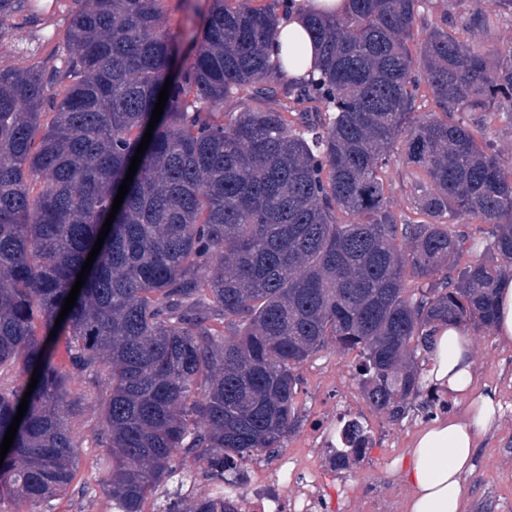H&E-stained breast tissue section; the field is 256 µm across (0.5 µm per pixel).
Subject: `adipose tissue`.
Wrapping results in <instances>:
<instances>
[{
  "instance_id": "obj_1",
  "label": "adipose tissue",
  "mask_w": 512,
  "mask_h": 512,
  "mask_svg": "<svg viewBox=\"0 0 512 512\" xmlns=\"http://www.w3.org/2000/svg\"><path fill=\"white\" fill-rule=\"evenodd\" d=\"M345 0H286L277 35L266 48L278 63V77L294 85L316 76L319 45L310 29L311 14H340ZM435 352L425 380L429 386L466 402L464 412L436 417L410 445L405 474L408 512H466L462 481L474 467L482 438L501 425V404L494 391L476 389L468 331L460 323L438 324Z\"/></svg>"
}]
</instances>
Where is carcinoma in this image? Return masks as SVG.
Masks as SVG:
<instances>
[{
    "mask_svg": "<svg viewBox=\"0 0 512 512\" xmlns=\"http://www.w3.org/2000/svg\"><path fill=\"white\" fill-rule=\"evenodd\" d=\"M279 2L210 0L190 63L171 77L166 0H73L65 89L49 114L41 71L0 70V375L39 377L0 464V498L36 504L77 475L76 403L52 349L61 338L71 368L108 385L96 466L112 512H145L187 462L203 468L182 479L222 483L284 447L297 370L325 346L357 352L363 395L397 421L439 396L421 381L434 327L494 323L512 279V170L451 114L512 111V45L490 54L437 25L412 48L421 0H348L335 18H312L320 75L288 87L265 54ZM417 66L436 107L422 117ZM168 79L148 149L57 328ZM278 95L313 111L296 125L261 105ZM397 141L428 185L416 223L385 202ZM453 216L492 225L493 240L440 278L463 253ZM29 382L0 380V442ZM370 441L363 423L346 424L336 464ZM158 512L236 510L210 495Z\"/></svg>",
    "mask_w": 512,
    "mask_h": 512,
    "instance_id": "obj_1",
    "label": "carcinoma"
}]
</instances>
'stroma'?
Masks as SVG:
<instances>
[{
	"label": "stroma",
	"instance_id": "35a3bbf8",
	"mask_svg": "<svg viewBox=\"0 0 512 512\" xmlns=\"http://www.w3.org/2000/svg\"><path fill=\"white\" fill-rule=\"evenodd\" d=\"M72 0H27L24 8L0 21V70H25L33 66L51 72L63 69L67 59L64 33L70 22ZM481 9L493 18L490 28H458L457 35L487 51L512 45V12L496 0H466L464 6L448 8L445 0H425L417 21L418 32L440 24L443 16L459 19L467 10ZM403 144L390 150L384 174L386 204L398 219L415 222L421 214L416 201L424 191L403 162ZM478 390L496 391L503 410L495 436L482 439L474 471L463 481L467 512H512V346L498 343L490 331L472 333ZM355 354L337 352L327 346L310 356L299 368L297 402L299 423L290 434L285 450L306 464L312 456H324L309 436L311 421L346 402L345 414L360 419L374 438L365 461L328 475L336 487V512H407L406 489L401 474L409 445L426 426L430 414L418 405L408 406L401 421L389 422L363 398L354 369ZM103 379L89 373L74 374L70 392L78 405L72 417L80 466L75 481L63 497H52L33 505L14 498L0 500V512H111L103 491L105 475L94 461L102 449L98 398L105 389Z\"/></svg>",
	"mask_w": 512,
	"mask_h": 512
}]
</instances>
